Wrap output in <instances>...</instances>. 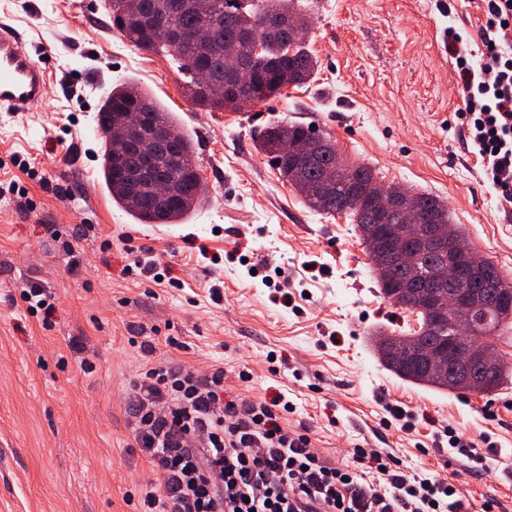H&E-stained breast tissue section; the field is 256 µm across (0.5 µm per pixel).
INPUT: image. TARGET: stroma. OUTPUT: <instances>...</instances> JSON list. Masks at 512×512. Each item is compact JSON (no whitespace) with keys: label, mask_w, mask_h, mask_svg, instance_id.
<instances>
[{"label":"stroma","mask_w":512,"mask_h":512,"mask_svg":"<svg viewBox=\"0 0 512 512\" xmlns=\"http://www.w3.org/2000/svg\"><path fill=\"white\" fill-rule=\"evenodd\" d=\"M298 2L313 14L312 81L211 112L187 97L171 56L113 28L104 0H0L50 77L30 111L0 112V512H140L153 475L126 427V393L148 357L223 370L235 396L291 401L289 424L336 462L373 448L447 478L473 512L486 499L512 512V383L449 393L387 370L371 332L410 331L415 316L383 299L348 216L306 208L257 140L282 119L313 126L382 184L438 196L512 278V202L460 131L444 43L453 28L477 48L485 4ZM123 83L146 89L195 146L205 199L181 223H138L103 183L96 115ZM137 257L159 263L164 283ZM33 287L48 311L29 312Z\"/></svg>","instance_id":"obj_1"}]
</instances>
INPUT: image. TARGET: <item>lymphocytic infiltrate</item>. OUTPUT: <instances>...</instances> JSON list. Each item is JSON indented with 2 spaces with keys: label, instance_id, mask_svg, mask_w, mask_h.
Returning a JSON list of instances; mask_svg holds the SVG:
<instances>
[{
  "label": "lymphocytic infiltrate",
  "instance_id": "1",
  "mask_svg": "<svg viewBox=\"0 0 512 512\" xmlns=\"http://www.w3.org/2000/svg\"><path fill=\"white\" fill-rule=\"evenodd\" d=\"M479 65L457 31L458 117L488 180L512 196V0H484ZM126 425L154 479L143 512H460L444 479L393 455L319 453L280 422L290 405L224 395V373L146 361L129 384Z\"/></svg>",
  "mask_w": 512,
  "mask_h": 512
}]
</instances>
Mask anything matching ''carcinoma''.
Returning a JSON list of instances; mask_svg holds the SVG:
<instances>
[{
  "mask_svg": "<svg viewBox=\"0 0 512 512\" xmlns=\"http://www.w3.org/2000/svg\"><path fill=\"white\" fill-rule=\"evenodd\" d=\"M280 3L281 0H109V13L112 26L136 47L148 52L162 49L182 63L189 74L185 94L196 105L210 110L237 111L281 95L289 85L303 87L317 71L318 62L307 43L312 14L300 7L293 8L305 28L299 36L291 38L288 20L279 18ZM206 12L216 14L218 20L211 40L200 45L193 41L191 33ZM162 25L178 34V42L158 43L155 30ZM251 35L259 36V53L254 58L247 53L242 56L243 64L254 69L252 88L242 90L236 87L232 74L224 66L225 47ZM198 63L207 67L211 81L225 87L223 100L214 101L201 85L195 72ZM127 112L139 113L142 134L129 141H114L109 136L110 128L120 123ZM174 127L172 115L160 109L149 93L136 85L112 88L99 107L97 131L103 141L101 169L105 185L112 200L141 224H177L201 202L203 188L192 141L183 134L169 149L160 150L153 139V135ZM305 137H315L309 127L281 121L263 129L259 149L273 159L280 175L292 185L317 181L326 166L337 168L336 187L328 202L321 204L309 196L302 197V202L318 213L346 214L357 224L360 236H365V198L361 193H351V186L357 183L364 189L375 182L373 169L347 163L336 141L329 136L320 137L324 149L317 164L303 168L293 154L282 152L281 143L285 139L299 141ZM414 197L418 207L431 213L437 223H450L448 208L436 196L416 192ZM440 261L439 253L429 252L418 257L416 266L420 274L430 275ZM403 310L415 314L420 321L419 328L406 336L418 335L433 348H448V325H436L429 332V317L424 309L410 304ZM372 348L379 362L400 379L434 387L418 379L412 366L393 363L375 343Z\"/></svg>",
  "mask_w": 512,
  "mask_h": 512,
  "instance_id": "carcinoma-1",
  "label": "carcinoma"
}]
</instances>
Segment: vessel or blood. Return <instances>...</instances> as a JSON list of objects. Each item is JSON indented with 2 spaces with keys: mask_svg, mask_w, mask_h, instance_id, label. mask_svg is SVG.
<instances>
[{
  "mask_svg": "<svg viewBox=\"0 0 512 512\" xmlns=\"http://www.w3.org/2000/svg\"><path fill=\"white\" fill-rule=\"evenodd\" d=\"M47 70L25 49V35L0 23V112H24L46 97Z\"/></svg>",
  "mask_w": 512,
  "mask_h": 512,
  "instance_id": "b4317fda",
  "label": "vessel or blood"
}]
</instances>
